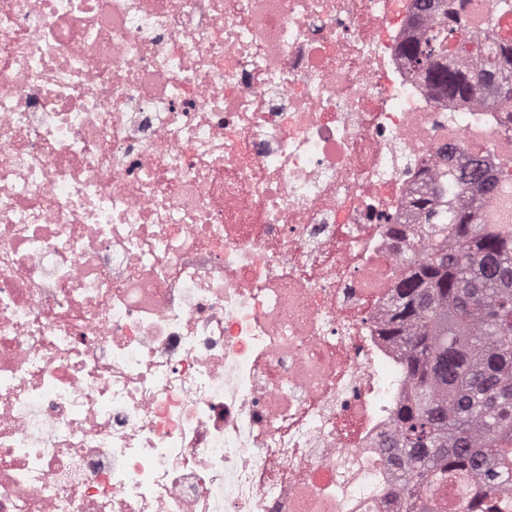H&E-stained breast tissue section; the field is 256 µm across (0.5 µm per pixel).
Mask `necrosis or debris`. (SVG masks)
Masks as SVG:
<instances>
[{"label":"necrosis or debris","mask_w":512,"mask_h":512,"mask_svg":"<svg viewBox=\"0 0 512 512\" xmlns=\"http://www.w3.org/2000/svg\"><path fill=\"white\" fill-rule=\"evenodd\" d=\"M417 0H0V512H393L424 167L512 164Z\"/></svg>","instance_id":"4bbe7bcc"}]
</instances>
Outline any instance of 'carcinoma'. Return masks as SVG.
Wrapping results in <instances>:
<instances>
[{
    "label": "carcinoma",
    "instance_id": "cac0c4a2",
    "mask_svg": "<svg viewBox=\"0 0 512 512\" xmlns=\"http://www.w3.org/2000/svg\"><path fill=\"white\" fill-rule=\"evenodd\" d=\"M481 23L473 0H426L429 26L401 48L430 88L470 103L488 94L512 111V38L499 16L512 0H488ZM443 188L412 202L416 235L396 224L409 251L380 335L403 354L407 392L388 447L400 456L397 512H512V224H487L480 200L512 184L480 162L438 173Z\"/></svg>",
    "mask_w": 512,
    "mask_h": 512
}]
</instances>
